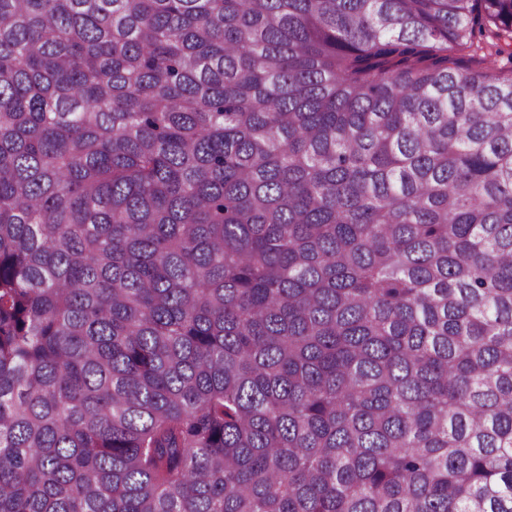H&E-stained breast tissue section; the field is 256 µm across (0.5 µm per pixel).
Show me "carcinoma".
<instances>
[{
    "label": "carcinoma",
    "mask_w": 512,
    "mask_h": 512,
    "mask_svg": "<svg viewBox=\"0 0 512 512\" xmlns=\"http://www.w3.org/2000/svg\"><path fill=\"white\" fill-rule=\"evenodd\" d=\"M0 512H512V0H0Z\"/></svg>",
    "instance_id": "1"
}]
</instances>
